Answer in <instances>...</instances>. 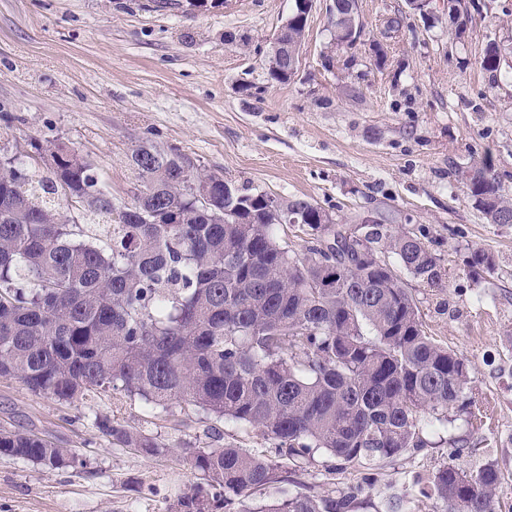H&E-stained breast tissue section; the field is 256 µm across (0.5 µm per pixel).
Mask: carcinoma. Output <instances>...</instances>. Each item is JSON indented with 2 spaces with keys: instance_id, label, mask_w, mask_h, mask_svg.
<instances>
[{
  "instance_id": "cac0c4a2",
  "label": "carcinoma",
  "mask_w": 512,
  "mask_h": 512,
  "mask_svg": "<svg viewBox=\"0 0 512 512\" xmlns=\"http://www.w3.org/2000/svg\"><path fill=\"white\" fill-rule=\"evenodd\" d=\"M333 2L330 45H352L355 0ZM307 23L295 0L268 62L271 81L293 75ZM506 64L490 43L482 68L495 77ZM49 144L30 142L0 170V377L60 403L120 391L152 408L202 412L260 430L283 459L322 450L342 470L367 469L370 484L385 461L427 447L449 409L475 404L467 360L427 334L402 277L433 287L444 276L417 234L380 221L323 224L324 210L305 198L280 197L273 209L221 174L185 171L178 149L149 141L130 155L137 184L120 209L97 166L69 148L39 163ZM193 178L207 184L203 202L189 192ZM467 190L488 223L512 221V198L495 177H472ZM58 199L79 204L82 222L58 211ZM284 210L311 236L301 254L282 245ZM352 229L373 247L355 250ZM467 265L477 276L495 267L481 249ZM94 424L142 455L168 451L107 415ZM179 454L199 481L174 512H231L281 480L278 465L233 444ZM0 456L58 470L85 464L48 436L6 426ZM500 481L493 464L473 474L450 463L429 484L448 512H495ZM359 491L284 492L261 512H349Z\"/></svg>"
}]
</instances>
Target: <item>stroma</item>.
I'll return each instance as SVG.
<instances>
[{"label": "stroma", "mask_w": 512, "mask_h": 512, "mask_svg": "<svg viewBox=\"0 0 512 512\" xmlns=\"http://www.w3.org/2000/svg\"><path fill=\"white\" fill-rule=\"evenodd\" d=\"M331 2L314 0L295 72L280 84L267 64L293 0L187 12L155 0H0V153L62 139L121 204L136 185L128 158L149 139L251 192L306 198L342 224L370 214L423 236L445 276L406 286L429 334L468 360L476 403L450 410L429 447L387 461L351 512H446L424 488L450 462L470 473L495 463L497 512H512V224L487 223L464 177L486 161L512 194V71L494 77L481 67L489 43L512 52V0H466L458 28L448 0H432L426 18L407 0H357L361 41L333 51ZM391 17L398 31H387ZM475 249L493 257L492 272L470 273ZM95 411L173 447L231 442L276 457L261 431L201 413L109 394L64 405L0 378V426L52 436L86 461L55 470L0 457V512H169L193 483L190 470L176 456L113 444ZM452 438L466 444L455 458ZM335 464L322 451L283 462L286 481L246 504L257 512L282 490L334 497L359 484L360 471Z\"/></svg>", "instance_id": "obj_1"}]
</instances>
